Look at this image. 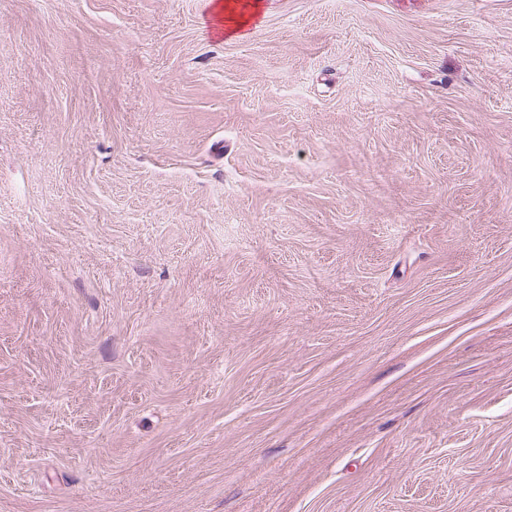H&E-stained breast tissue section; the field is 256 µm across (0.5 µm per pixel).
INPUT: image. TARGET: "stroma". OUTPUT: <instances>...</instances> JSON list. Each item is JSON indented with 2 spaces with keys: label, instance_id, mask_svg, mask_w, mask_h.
<instances>
[{
  "label": "stroma",
  "instance_id": "1",
  "mask_svg": "<svg viewBox=\"0 0 512 512\" xmlns=\"http://www.w3.org/2000/svg\"><path fill=\"white\" fill-rule=\"evenodd\" d=\"M0 0V512H512V0ZM233 3L234 6H231L230 1H219L216 5L218 8L216 15L222 24L228 22L235 27L234 31H236L242 28L250 18L256 15L257 9L259 7V1H233ZM238 5L240 6V10L239 12H236ZM251 10H253V12H250L248 17L245 18L247 12Z\"/></svg>",
  "mask_w": 512,
  "mask_h": 512
}]
</instances>
